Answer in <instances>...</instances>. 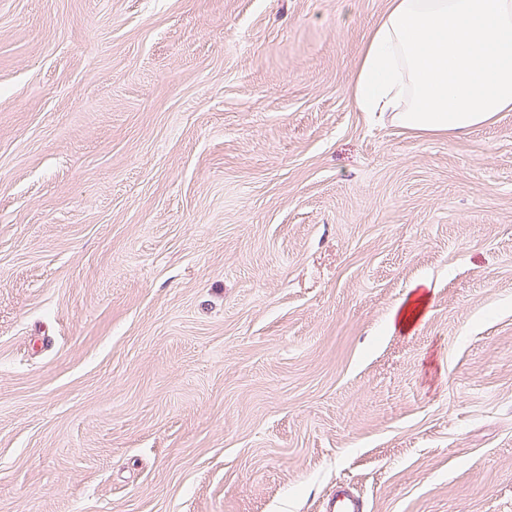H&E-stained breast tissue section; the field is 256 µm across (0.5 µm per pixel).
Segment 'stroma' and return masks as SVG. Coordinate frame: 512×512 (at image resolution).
Instances as JSON below:
<instances>
[{"mask_svg":"<svg viewBox=\"0 0 512 512\" xmlns=\"http://www.w3.org/2000/svg\"><path fill=\"white\" fill-rule=\"evenodd\" d=\"M388 0H0V512H512V112L351 102Z\"/></svg>","mask_w":512,"mask_h":512,"instance_id":"obj_1","label":"stroma"}]
</instances>
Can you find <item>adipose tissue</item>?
<instances>
[{
  "instance_id": "1",
  "label": "adipose tissue",
  "mask_w": 512,
  "mask_h": 512,
  "mask_svg": "<svg viewBox=\"0 0 512 512\" xmlns=\"http://www.w3.org/2000/svg\"><path fill=\"white\" fill-rule=\"evenodd\" d=\"M352 102L428 134L512 112V0H389L357 61Z\"/></svg>"
}]
</instances>
